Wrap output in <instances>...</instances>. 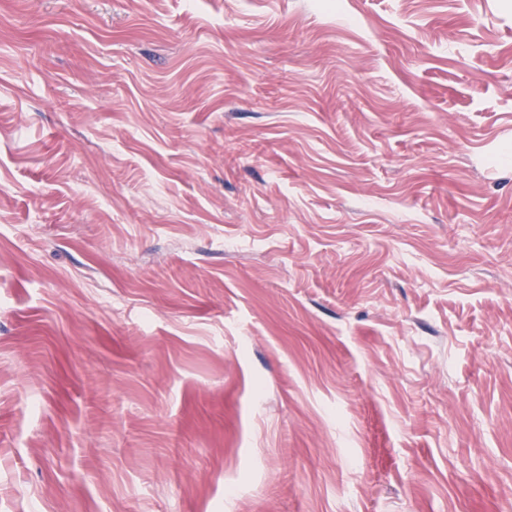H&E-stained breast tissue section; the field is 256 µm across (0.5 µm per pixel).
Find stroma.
I'll return each instance as SVG.
<instances>
[{
	"mask_svg": "<svg viewBox=\"0 0 512 512\" xmlns=\"http://www.w3.org/2000/svg\"><path fill=\"white\" fill-rule=\"evenodd\" d=\"M0 512H512V0H0Z\"/></svg>",
	"mask_w": 512,
	"mask_h": 512,
	"instance_id": "obj_1",
	"label": "stroma"
}]
</instances>
